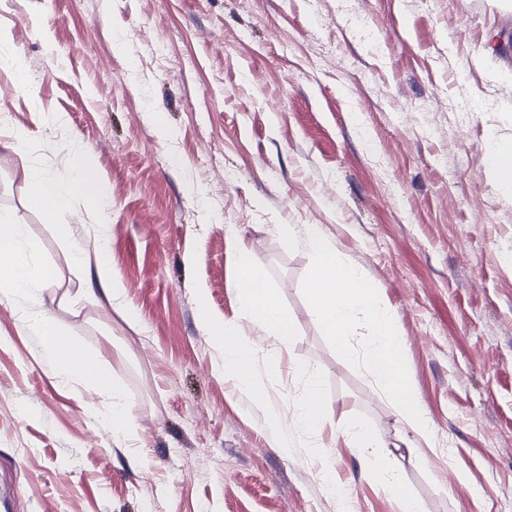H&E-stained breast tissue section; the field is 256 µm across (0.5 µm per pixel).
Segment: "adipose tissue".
I'll return each instance as SVG.
<instances>
[{
    "mask_svg": "<svg viewBox=\"0 0 512 512\" xmlns=\"http://www.w3.org/2000/svg\"><path fill=\"white\" fill-rule=\"evenodd\" d=\"M69 164L66 168L49 172L33 166L27 171L29 203L48 214L67 210L74 196L87 199L93 208L102 211L108 206L107 198L100 195L98 178L81 161L83 150L78 142L66 146ZM486 169L501 191L512 194V142L491 137L485 146ZM25 228L6 214H0V294L15 298L28 295L34 286L48 275L46 269L36 265L33 254L24 245ZM75 262L94 261L95 275L105 285L106 293L116 308L125 305L124 288L112 271L105 250L104 238L94 240L93 251H76ZM240 275L237 281L239 299L244 312L259 328L269 330L280 344L290 343L296 334L295 325L276 299L266 279L250 265L247 257H240ZM28 321L41 336L48 355L54 360L60 376L92 383L110 384L111 378L101 355L82 354L74 357L62 352L56 338L61 328L53 318L43 312H32ZM209 333L224 339V375L243 391L253 387L252 368L256 359L255 349L239 338L238 329L231 324L222 326L207 323ZM317 385H310L302 407L294 419L295 425L313 429L325 424L339 423L341 432L348 437L368 469L382 475L388 486L400 484L398 473L388 467L390 453L384 438L366 429L356 419L347 417L336 420L332 407L314 412L313 406L320 398Z\"/></svg>",
    "mask_w": 512,
    "mask_h": 512,
    "instance_id": "adipose-tissue-1",
    "label": "adipose tissue"
}]
</instances>
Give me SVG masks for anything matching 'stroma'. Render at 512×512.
Returning a JSON list of instances; mask_svg holds the SVG:
<instances>
[{
	"mask_svg": "<svg viewBox=\"0 0 512 512\" xmlns=\"http://www.w3.org/2000/svg\"><path fill=\"white\" fill-rule=\"evenodd\" d=\"M0 53L29 81L0 69V211L51 273L0 299L12 512H338L327 466L354 512H400L403 491L425 512H512V195L483 162L490 134L512 137V0H0ZM72 140L110 207L29 208L26 167L63 169ZM282 224L320 225L380 289L427 437L327 344L301 292L310 252ZM97 225L122 309L72 258ZM243 249L295 323L288 346L242 310ZM35 309L104 355L133 432L113 431L108 390L56 374ZM208 318L254 346L253 391L225 380ZM299 361L337 416L395 444L400 490L339 428L291 426Z\"/></svg>",
	"mask_w": 512,
	"mask_h": 512,
	"instance_id": "35a3bbf8",
	"label": "stroma"
}]
</instances>
